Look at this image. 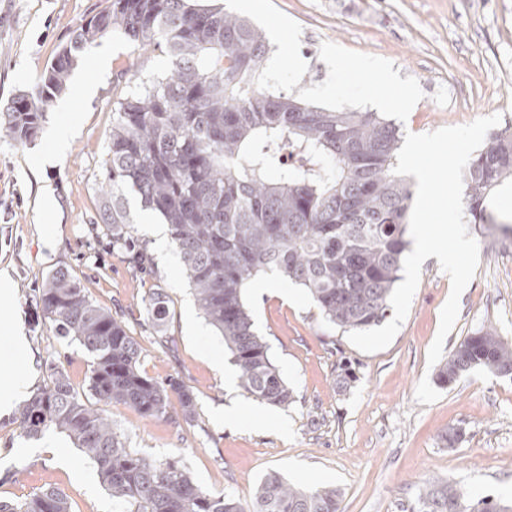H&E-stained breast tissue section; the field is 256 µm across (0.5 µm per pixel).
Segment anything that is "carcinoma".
<instances>
[{
    "label": "carcinoma",
    "instance_id": "carcinoma-1",
    "mask_svg": "<svg viewBox=\"0 0 512 512\" xmlns=\"http://www.w3.org/2000/svg\"><path fill=\"white\" fill-rule=\"evenodd\" d=\"M105 36L171 61L161 77L117 97L100 221L112 245L133 264L128 193L168 225L199 310L224 337L240 385L257 400L286 406L292 395L271 361L243 293L261 273L304 288L324 319L347 332L380 323L399 280L408 239L411 192L393 173L402 133L378 112L316 106L263 83L269 46L249 20L192 0H111L80 26L39 81L0 108V139L34 140L80 57ZM278 173L277 180L269 173ZM512 180V128L494 133L464 173L465 217L492 228L487 200ZM37 305L53 335L90 355L88 394L61 364L23 405L27 438L53 428L92 460L101 482L129 512H340V490L302 489L277 473L260 482L247 506L196 484L176 458L150 460L126 446L104 407L122 404L144 418L191 423L195 396L183 381L141 370L142 349L125 322L94 302L68 268L56 267ZM148 322L166 335L159 292L144 300ZM475 367L512 371V344L492 328L465 337L439 366L450 385ZM0 512H72L66 494L48 487L30 498L0 501ZM414 512H512L491 496L477 501L460 487L428 481Z\"/></svg>",
    "mask_w": 512,
    "mask_h": 512
}]
</instances>
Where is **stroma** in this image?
<instances>
[{
    "mask_svg": "<svg viewBox=\"0 0 512 512\" xmlns=\"http://www.w3.org/2000/svg\"><path fill=\"white\" fill-rule=\"evenodd\" d=\"M108 0H0V106L35 84L72 31ZM262 30L270 47L266 78L276 89L326 108L381 112L402 132L423 134L493 114L512 127V0H223ZM109 52L101 61L100 49ZM306 61L297 68L295 58ZM161 52L133 53L116 37L98 41L74 67L34 141L0 140V271L15 300L0 306V391L26 372L31 390L46 380L57 345L37 290L67 266L93 300L118 314L142 348L141 368L176 377L197 396V418L173 423L112 405L108 413L128 447L150 459L178 458L196 483L249 503L270 473L289 483L333 485L342 512H412L429 480L463 487L472 499L512 502V375L475 369L449 386L436 380L427 352L451 282L436 257L422 265L409 312L391 344L365 353L329 325L306 290L268 273L251 280L245 300L255 328L293 399L273 406L227 384L234 370L224 339L199 311L172 243L157 245L130 200L133 237L148 255L128 264L97 225L99 182L112 106L120 92L165 72ZM395 81L383 86L380 72ZM92 87L78 96V84ZM412 91L409 107L391 102ZM51 199H44L43 189ZM476 272L459 299L444 348L471 332L496 329L512 342V236L472 225ZM167 298L162 347L144 320L154 289ZM27 338L18 347L8 324ZM234 408L237 426L220 419ZM17 412L0 413V501L46 487L63 491L72 512H127L112 500L94 463L62 433L27 438ZM463 430L455 446L443 436Z\"/></svg>",
    "mask_w": 512,
    "mask_h": 512,
    "instance_id": "obj_1",
    "label": "stroma"
}]
</instances>
